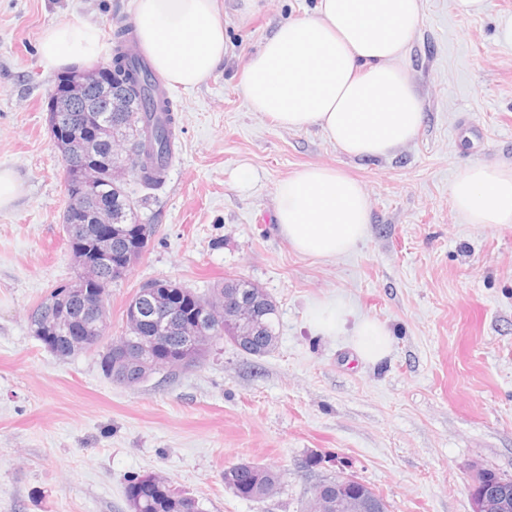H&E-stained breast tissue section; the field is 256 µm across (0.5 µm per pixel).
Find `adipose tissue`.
<instances>
[{
  "label": "adipose tissue",
  "mask_w": 512,
  "mask_h": 512,
  "mask_svg": "<svg viewBox=\"0 0 512 512\" xmlns=\"http://www.w3.org/2000/svg\"><path fill=\"white\" fill-rule=\"evenodd\" d=\"M423 0H318L313 14L277 26L243 67L240 83L251 111L278 126L320 128L343 153L376 159L405 146L423 123L409 78V47ZM137 40L172 86L193 88L224 60V26L216 0H136ZM45 70L84 66L101 52L98 29L66 22L39 40ZM467 223L512 224V166L477 163L449 187ZM276 228L297 253L333 260L362 241L371 222L363 185L338 169L309 166L275 187ZM316 334L348 337L364 362L389 356L392 333L354 318L342 297L310 309Z\"/></svg>",
  "instance_id": "obj_1"
}]
</instances>
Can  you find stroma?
<instances>
[{
	"instance_id": "1",
	"label": "stroma",
	"mask_w": 512,
	"mask_h": 512,
	"mask_svg": "<svg viewBox=\"0 0 512 512\" xmlns=\"http://www.w3.org/2000/svg\"><path fill=\"white\" fill-rule=\"evenodd\" d=\"M423 2L409 50L423 125L394 156L365 160L318 129L279 127L240 90L247 58L317 0H218L224 61L198 87L169 90L179 134L163 186L146 202L135 178L125 184L155 232L110 288L109 334L122 335L146 282L205 293L236 278L276 302L277 341L257 357L218 340L200 366L126 386L96 352L56 358L29 313L76 275L47 121L58 75L39 64L40 36L94 24L109 61L134 0H0V168L22 185L0 210V512H129L127 480L143 474L203 512H306L314 486L341 469L391 512H473L476 470L512 478V224L466 223L448 191L469 165L512 164V0L478 16ZM306 165L338 168L368 193L369 231L348 256L299 255L276 230L275 186ZM331 296L387 325L384 361L314 334L308 310ZM239 461L282 470L277 492L255 502L227 489L224 468Z\"/></svg>"
}]
</instances>
